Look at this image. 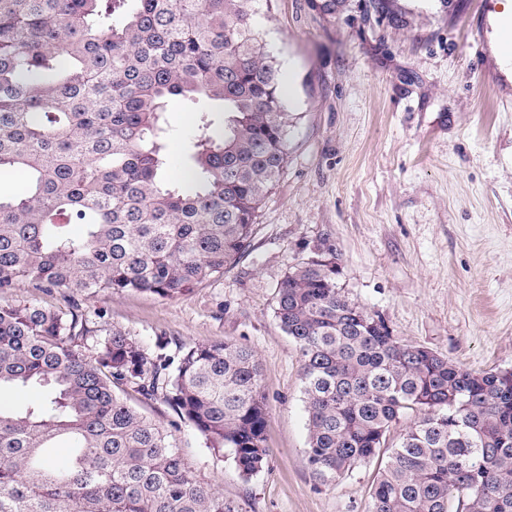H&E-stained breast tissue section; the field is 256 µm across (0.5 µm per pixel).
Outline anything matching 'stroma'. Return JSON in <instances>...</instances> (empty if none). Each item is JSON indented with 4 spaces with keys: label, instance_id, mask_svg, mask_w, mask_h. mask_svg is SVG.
Wrapping results in <instances>:
<instances>
[{
    "label": "stroma",
    "instance_id": "stroma-1",
    "mask_svg": "<svg viewBox=\"0 0 512 512\" xmlns=\"http://www.w3.org/2000/svg\"><path fill=\"white\" fill-rule=\"evenodd\" d=\"M322 3L270 0L257 17L283 81L287 164L246 252L184 297L88 302L148 345L227 338L255 352L269 464L248 479L162 397L124 393L240 512H369L378 462L326 484L308 464L300 356L274 315L289 269L324 249L342 294L395 336L474 373L512 371V74L472 20L481 0H336L332 15ZM165 120L184 170L198 115L176 98Z\"/></svg>",
    "mask_w": 512,
    "mask_h": 512
}]
</instances>
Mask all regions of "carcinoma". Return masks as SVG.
Masks as SVG:
<instances>
[{"label": "carcinoma", "instance_id": "obj_1", "mask_svg": "<svg viewBox=\"0 0 512 512\" xmlns=\"http://www.w3.org/2000/svg\"><path fill=\"white\" fill-rule=\"evenodd\" d=\"M270 0H0V512H239L198 481L168 430L120 393H158L245 478L268 464L254 351L233 340L167 352L101 328L86 298L185 296L249 246L286 160L281 77L254 17ZM199 114L190 180L166 176L164 114ZM224 108L214 127L213 104ZM80 224L76 235L72 225ZM275 318L296 343L308 462L328 482L380 455L370 512H512V372L475 374L393 335L336 284L332 249L290 269ZM66 437L59 464L49 448Z\"/></svg>", "mask_w": 512, "mask_h": 512}]
</instances>
